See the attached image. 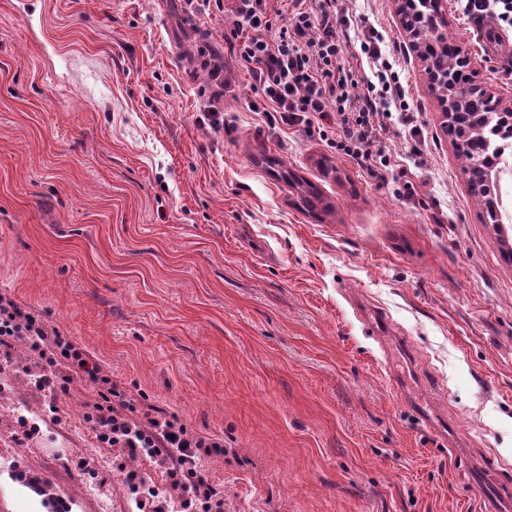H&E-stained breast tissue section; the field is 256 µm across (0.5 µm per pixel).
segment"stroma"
I'll use <instances>...</instances> for the list:
<instances>
[{"label": "stroma", "mask_w": 512, "mask_h": 512, "mask_svg": "<svg viewBox=\"0 0 512 512\" xmlns=\"http://www.w3.org/2000/svg\"><path fill=\"white\" fill-rule=\"evenodd\" d=\"M397 55L425 135L377 146L370 178L301 127L248 108L234 70L224 127L200 121V34L179 0H0V292L74 336L128 396L224 442V512H512V261L442 134L396 0H336ZM477 83L512 105V26L443 0ZM323 201L296 206L289 174ZM62 395L24 445L0 406V512L134 503L114 455ZM427 410L447 438L419 418ZM105 461L78 470L89 453Z\"/></svg>", "instance_id": "1"}]
</instances>
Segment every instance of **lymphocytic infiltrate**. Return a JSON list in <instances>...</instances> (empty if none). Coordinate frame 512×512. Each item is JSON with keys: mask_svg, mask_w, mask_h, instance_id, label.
Listing matches in <instances>:
<instances>
[{"mask_svg": "<svg viewBox=\"0 0 512 512\" xmlns=\"http://www.w3.org/2000/svg\"><path fill=\"white\" fill-rule=\"evenodd\" d=\"M180 2L182 12L195 21L213 8L225 12L226 50L204 38L193 53L213 98L231 91L224 55L232 53L253 77L252 111L263 113L268 122L300 125L309 133L333 131L332 147L382 182L392 173L390 156L374 145L383 120L398 115L411 135L419 136L398 61L382 48V32L372 24L363 26L357 52H348L351 20L337 15L335 0H289L284 18L272 12L271 0ZM17 347L37 356L41 370L34 383L49 408H56L73 383H81L92 396L85 420L100 447L117 449L123 458L160 460L165 494L151 490L144 472L125 475L140 512H169L173 498L178 512H224V489L205 469L208 458L223 456V440L191 433L157 407H136L75 337L1 293L0 361L11 364Z\"/></svg>", "mask_w": 512, "mask_h": 512, "instance_id": "1", "label": "lymphocytic infiltrate"}]
</instances>
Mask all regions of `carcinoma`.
Segmentation results:
<instances>
[{"instance_id": "obj_1", "label": "carcinoma", "mask_w": 512, "mask_h": 512, "mask_svg": "<svg viewBox=\"0 0 512 512\" xmlns=\"http://www.w3.org/2000/svg\"><path fill=\"white\" fill-rule=\"evenodd\" d=\"M405 27L413 37L412 50L427 63L428 75L439 92L441 106L455 113L464 110L474 118L449 117L443 131L456 149L459 169L470 187L478 190L476 197L482 207V220L497 234L501 198L493 154L508 148L505 138L512 139V127L485 121V115L498 111L494 96L475 83L474 73L462 61V47L448 33V22L439 15L430 0H403Z\"/></svg>"}]
</instances>
